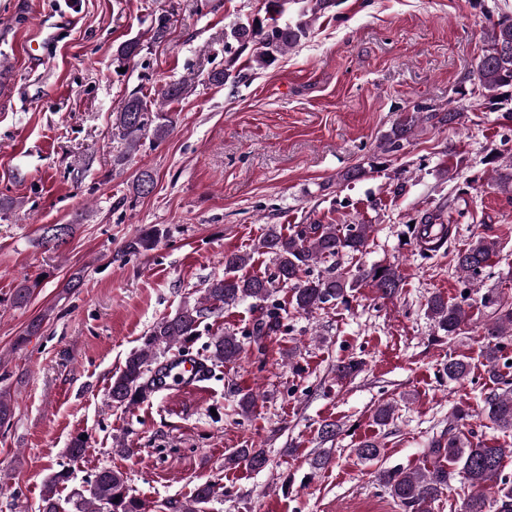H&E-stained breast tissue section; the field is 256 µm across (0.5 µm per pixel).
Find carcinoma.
Returning a JSON list of instances; mask_svg holds the SVG:
<instances>
[{
  "label": "carcinoma",
  "mask_w": 512,
  "mask_h": 512,
  "mask_svg": "<svg viewBox=\"0 0 512 512\" xmlns=\"http://www.w3.org/2000/svg\"><path fill=\"white\" fill-rule=\"evenodd\" d=\"M292 4H298L300 8L296 18L288 20L285 15ZM336 6V0H263L264 16L256 17L254 22L231 27L224 43V52L230 57L223 67L208 74V82L222 86L228 82L250 80L249 73L234 67L246 50L252 51L247 61L248 68L264 69L279 56L298 47L308 38L313 23ZM488 21L483 37L484 48L478 56L482 65L476 67L473 74L483 101L500 107L512 100V15L501 13L488 17ZM141 50V41L130 39L117 47L116 60L120 63L131 60ZM191 89L190 78L171 83L161 90L159 105L183 97ZM419 120L416 112L399 120L384 136V150H401ZM173 124L170 113L151 112L140 96L130 95L113 113V134L125 145V153L117 155L116 161H124L125 155L136 151L148 136L156 140L165 138ZM39 231L41 246L55 251L67 244L73 225L44 224ZM369 231L368 224H347L340 229L334 224L315 222L287 236L272 224L258 243V249L274 260L275 271L268 277L237 275L251 261L247 253L224 256V276L210 280L200 296L183 301L174 314L156 322L142 337L141 345L128 354L121 371L112 377L109 388L112 406L127 409L145 400L158 380L154 367L161 364V358L174 347H184L192 342L205 318L248 300L264 301L276 292L279 284L291 286V303L297 311L304 313L326 303L347 302L349 292L364 281L370 282L384 297L395 295L401 288L402 276L394 265L359 268L353 274L337 270H327L315 277L310 274V267L323 258L363 251ZM414 233L419 255L424 259L447 249L453 228L443 222L442 210L434 209L420 215L415 222ZM158 235L156 229H144L128 243V249L149 251L155 246ZM498 251L496 240L480 236L455 254V268L472 285L490 257ZM38 286L36 281L26 277L21 279L12 293L13 305L27 306ZM467 300L466 293L461 302L454 304L440 295H433L427 300L426 314L438 329L454 336L465 322L467 311L464 305ZM487 303L493 308L491 320L483 327V336L487 339L484 350L487 374L505 389L491 391L485 397L483 411L493 425L512 430V384L499 372V361L505 358L503 339L512 336V303L496 297L488 298ZM278 328L279 320L275 317L259 319L249 338L261 350L265 337ZM242 351L240 339L234 334H226L212 343L210 358L218 363H234ZM442 373L448 381L458 382L468 377L470 367L466 361L450 357L443 364ZM14 414L10 390L0 388V428L10 425ZM355 453L362 460L375 461L379 458L380 449L378 443L366 440L358 444ZM507 453L512 454V448H491L474 443L461 437L450 425L448 433L432 440L428 448V467L406 470L381 468L376 480L406 512H432V504L457 478L470 488L462 501L461 512H512V484L500 478L503 458ZM231 462H243L253 470H261L268 466L269 458L261 450L242 448ZM71 475L70 467L62 464L48 476L43 485L39 512H60L57 492L68 485ZM216 496V486L204 482L197 485L188 500L160 504L134 493L122 472L105 467L95 474L87 488L73 492L70 504L71 512H165L167 509L170 512H205Z\"/></svg>",
  "instance_id": "1"
}]
</instances>
